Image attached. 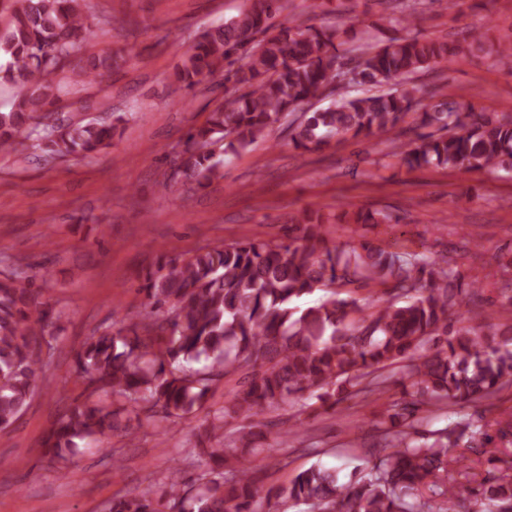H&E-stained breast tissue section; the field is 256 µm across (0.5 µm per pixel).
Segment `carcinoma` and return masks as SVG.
<instances>
[{
    "label": "carcinoma",
    "mask_w": 512,
    "mask_h": 512,
    "mask_svg": "<svg viewBox=\"0 0 512 512\" xmlns=\"http://www.w3.org/2000/svg\"><path fill=\"white\" fill-rule=\"evenodd\" d=\"M85 0H16L0 31V83L15 101L0 112V153L32 140L51 156L93 157L112 143L116 126L76 120L55 109L61 80L91 85L110 57L84 59L91 34ZM284 0H247L238 16L204 32L185 54L176 79L188 91L219 75L224 101L204 124L186 133L174 161L199 188L224 178V154L247 149L302 102L333 97L303 113L294 147L319 149L331 139L386 134L421 109L432 131L394 142L411 168L433 165L494 174L512 171V116L449 101L424 91L414 75L448 57L483 50V35L448 43L420 35L389 36L360 53L358 93L337 82L343 41L329 26L274 22ZM354 224H389L385 212H356ZM303 243L246 240L189 256L161 255L142 274L151 311L117 332L91 335L75 364L88 395L48 430L44 453L67 464L78 443L133 440L144 426L187 419L207 409L224 378L239 387L223 406L208 409L194 443L195 477L174 473L135 495L112 500L109 512H269L300 505L309 512H504L512 507V478L484 479L474 506L448 474V449L495 454L512 447V412L482 424L456 422L420 432L425 414L459 403H480L512 389V350L474 328L448 329V312L482 287H467L446 259L428 261L364 240L327 245L322 215L293 218ZM384 287L406 298L375 307L353 297L360 287ZM347 297L336 299V289ZM317 290L331 297L304 309L292 305ZM64 312L42 300L19 268L0 271V431L30 405L62 331ZM399 394L388 395L390 385ZM385 400L377 461L351 473L319 463L260 496L237 453L257 450L254 425L229 432L241 419L283 407L276 447L294 441L313 400L334 408L346 398Z\"/></svg>",
    "instance_id": "obj_1"
}]
</instances>
